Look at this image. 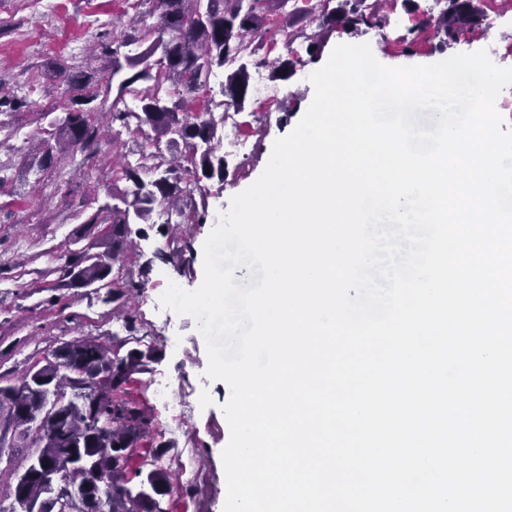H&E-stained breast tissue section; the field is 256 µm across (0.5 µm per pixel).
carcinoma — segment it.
<instances>
[{
	"label": "carcinoma",
	"instance_id": "cac0c4a2",
	"mask_svg": "<svg viewBox=\"0 0 512 512\" xmlns=\"http://www.w3.org/2000/svg\"><path fill=\"white\" fill-rule=\"evenodd\" d=\"M388 0H319L318 13L291 4V0H138L145 6L135 18L133 32L112 48L115 96H103L100 111L134 138L142 162L120 168L126 187L112 193V202L99 207L85 221L103 226V240L95 248L71 253L60 268L57 287L80 295L90 288L104 303H128L147 284L143 280L152 260L139 267L141 279L114 277L136 251L135 238L144 237L140 224L152 223L159 205L189 200V219L180 232L169 237L166 250L157 256L182 270L190 247L192 225L204 223L206 194L203 178L226 176L224 156L217 154L218 121L214 113L226 105L241 109L250 97L248 68L266 64L260 51L275 36L285 44L295 42L302 23L322 29L355 33L382 27ZM480 0H443L437 15L408 29V36L432 30L440 46L458 42L481 28L484 13ZM168 38H163V35ZM125 62H120V59ZM303 65L289 52L276 59L272 79L286 80ZM227 70L221 83V100L210 96L202 112H185L183 104L196 100L209 87L211 76ZM102 81L93 69L68 76L74 89L94 87ZM90 100L71 101L62 117H49L48 129L37 138L35 149L24 155L27 171L43 172L58 165L72 151L92 157L97 150L98 129ZM167 139L178 154L166 156L159 144ZM193 182L195 201L183 185ZM129 340L108 344L94 338L63 341L50 357L34 362L21 376L0 373V426L17 434L18 448L28 449L24 463L0 467V484L9 488L12 503L0 512H86L69 496L72 487H83L94 498L91 512H168L164 497L176 475L155 465L160 448L143 454L152 440V415L130 391L134 375L146 370L153 352L126 348ZM56 470L60 482L51 489L35 471L34 462Z\"/></svg>",
	"mask_w": 512,
	"mask_h": 512
}]
</instances>
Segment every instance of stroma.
I'll return each instance as SVG.
<instances>
[{
	"instance_id": "obj_1",
	"label": "stroma",
	"mask_w": 512,
	"mask_h": 512,
	"mask_svg": "<svg viewBox=\"0 0 512 512\" xmlns=\"http://www.w3.org/2000/svg\"><path fill=\"white\" fill-rule=\"evenodd\" d=\"M416 12H405L400 0H391L384 28L358 33L328 31L323 35L324 53L340 43H367L379 62L387 66L425 65L444 55L494 51L493 61L512 67V5L494 0L496 17L490 32H476L468 39L439 52L435 42L415 45L402 54L398 38L429 16L428 0H417ZM125 0H55L53 5H33L29 0H0V83L27 103L13 113L16 134L0 145V169L9 180L0 188V372L20 374L36 359L74 337L111 339L122 334V322L113 318L111 305L95 295L77 297L55 287L54 270L71 251L91 245L92 235L84 222L99 206L109 202L124 181L112 171L121 154L127 153L131 135L112 138V121H100V147L94 158L76 153L60 162L56 172L22 175L20 150L29 148L45 122L44 112H62L72 97L67 75L72 68L88 65L102 76L112 73V55L105 44L123 34L103 27L125 18ZM57 67L56 78H42L46 65ZM317 68L307 62L287 80H273L277 96L271 116H264L258 98H250L237 115L248 139L246 151L222 147L228 164L225 179H206V223L198 225L188 255L190 270L182 273L169 263L154 259L165 248L164 220L145 225L139 244L154 263L148 283L132 309L149 332L145 345L155 353L145 373L136 375V396L154 416L156 442L170 443L172 466L178 484L165 498L169 512H223L226 480L222 451L226 446L227 420L223 413L224 384L205 375L208 358L205 341L192 317L161 307L160 297L168 283L187 290L203 280V244L215 226L214 214L228 210L231 199L254 183L267 165L274 141L293 130L309 107L314 88L308 80ZM170 383L189 405L184 422L156 399V383Z\"/></svg>"
}]
</instances>
